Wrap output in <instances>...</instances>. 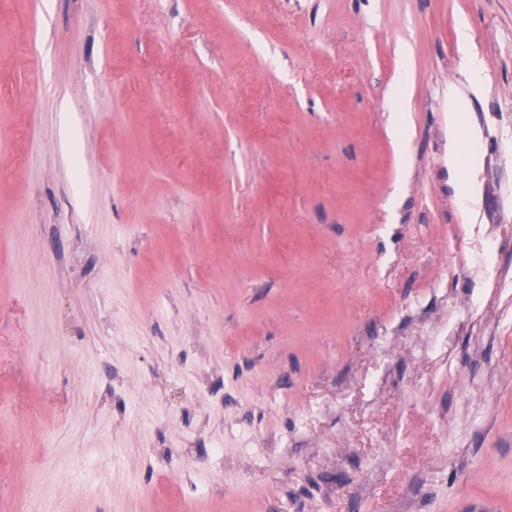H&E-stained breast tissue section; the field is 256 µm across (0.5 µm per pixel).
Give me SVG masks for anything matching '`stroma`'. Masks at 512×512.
<instances>
[{
    "label": "stroma",
    "mask_w": 512,
    "mask_h": 512,
    "mask_svg": "<svg viewBox=\"0 0 512 512\" xmlns=\"http://www.w3.org/2000/svg\"><path fill=\"white\" fill-rule=\"evenodd\" d=\"M473 224L512 0H0V512H512ZM457 44L462 54L463 65L469 75L477 79L482 72V60L479 55L472 50V38L470 28L467 24H461L457 31Z\"/></svg>",
    "instance_id": "1"
}]
</instances>
